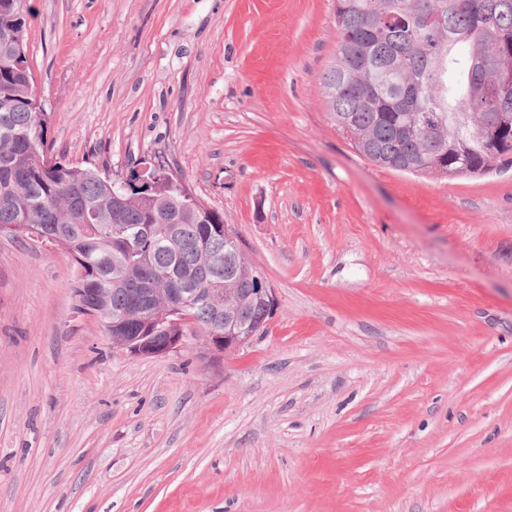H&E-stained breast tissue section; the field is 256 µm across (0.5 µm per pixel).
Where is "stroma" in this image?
I'll use <instances>...</instances> for the list:
<instances>
[{"label":"stroma","mask_w":512,"mask_h":512,"mask_svg":"<svg viewBox=\"0 0 512 512\" xmlns=\"http://www.w3.org/2000/svg\"><path fill=\"white\" fill-rule=\"evenodd\" d=\"M54 157L164 164L275 291L206 368L114 348L0 232V512H512V168L416 177L332 122L334 0H29Z\"/></svg>","instance_id":"1"}]
</instances>
